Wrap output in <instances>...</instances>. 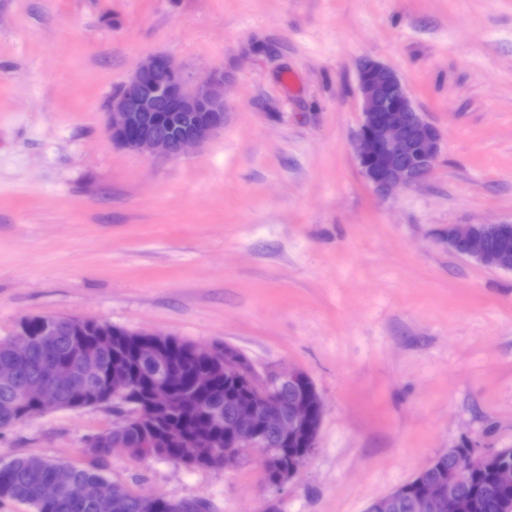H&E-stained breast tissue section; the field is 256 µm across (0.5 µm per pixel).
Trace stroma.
<instances>
[{"label":"stroma","mask_w":512,"mask_h":512,"mask_svg":"<svg viewBox=\"0 0 512 512\" xmlns=\"http://www.w3.org/2000/svg\"><path fill=\"white\" fill-rule=\"evenodd\" d=\"M226 77L224 130L178 160L115 145L112 93L149 54ZM398 72L443 135L387 196L352 151L355 70ZM512 224V0H0V338L98 320L303 369L326 413L283 490L114 452L106 476L208 512H365L463 438L512 448V272L449 225ZM107 408L18 424L0 459L87 460ZM480 231L472 229V224H452L449 225L444 239L447 241L448 248L458 256L472 260L485 267L512 272V267L504 264L499 257L491 254L486 246V240L489 237L497 236L507 228V223L478 224Z\"/></svg>","instance_id":"stroma-1"}]
</instances>
